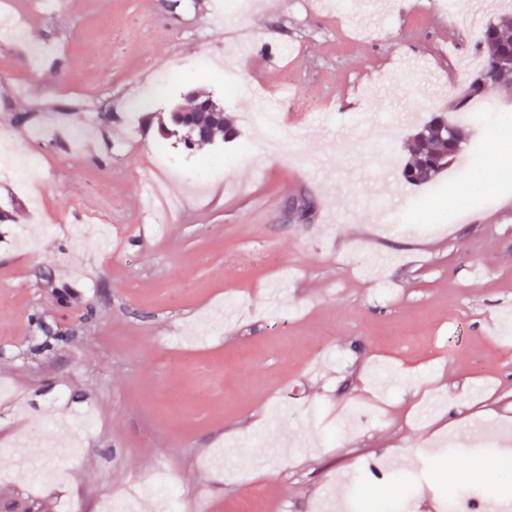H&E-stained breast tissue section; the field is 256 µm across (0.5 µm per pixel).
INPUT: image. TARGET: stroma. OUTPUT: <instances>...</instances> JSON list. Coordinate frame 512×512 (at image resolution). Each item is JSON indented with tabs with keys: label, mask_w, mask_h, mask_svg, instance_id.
Segmentation results:
<instances>
[{
	"label": "stroma",
	"mask_w": 512,
	"mask_h": 512,
	"mask_svg": "<svg viewBox=\"0 0 512 512\" xmlns=\"http://www.w3.org/2000/svg\"><path fill=\"white\" fill-rule=\"evenodd\" d=\"M209 2L0 0L26 31L0 33V143L38 162L49 199L35 212L0 178V448L80 444L40 458L62 485L1 478L0 512H59L63 494L99 512L161 475L183 512H355L366 487L415 512H442L456 485L487 502L512 472L443 426L453 407L457 433L512 429V176L482 173L512 132V76L469 102L476 151L428 186L402 169L418 127L465 122L468 61L512 0H223L254 40L221 72L233 40ZM191 89L237 118L276 103L284 139L247 123L241 142L176 149L144 129L142 103ZM181 172L205 182L157 235L140 184ZM293 198L307 223L287 221ZM318 362L333 379L311 377Z\"/></svg>",
	"instance_id": "stroma-1"
}]
</instances>
